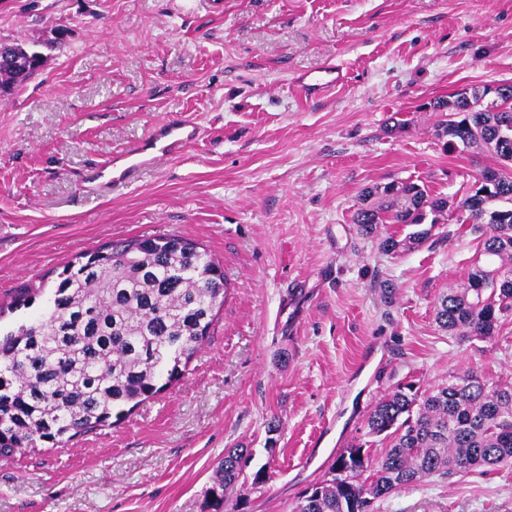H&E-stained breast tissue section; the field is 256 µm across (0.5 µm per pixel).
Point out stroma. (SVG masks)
<instances>
[{
  "instance_id": "1",
  "label": "stroma",
  "mask_w": 512,
  "mask_h": 512,
  "mask_svg": "<svg viewBox=\"0 0 512 512\" xmlns=\"http://www.w3.org/2000/svg\"><path fill=\"white\" fill-rule=\"evenodd\" d=\"M0 0V41L67 31L0 98V304L54 287L76 255L181 235L221 265L224 305L183 377L124 419L0 459V512H203L226 450L253 459L238 512H292L397 384L469 367L512 382V313L491 340L449 335L435 305L467 280L459 223L486 151H451L430 101L512 81V0ZM336 63L321 100L294 75ZM191 111V147L101 197L91 169ZM448 200L435 238L384 254L358 234L365 188ZM261 482H254L255 473ZM374 512H512V466L433 477Z\"/></svg>"
}]
</instances>
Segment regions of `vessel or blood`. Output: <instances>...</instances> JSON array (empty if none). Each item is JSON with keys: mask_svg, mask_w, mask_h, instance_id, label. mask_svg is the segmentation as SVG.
<instances>
[{"mask_svg": "<svg viewBox=\"0 0 512 512\" xmlns=\"http://www.w3.org/2000/svg\"><path fill=\"white\" fill-rule=\"evenodd\" d=\"M345 80L343 69L329 64L318 71L296 75L293 84L304 99L314 100L335 90ZM199 137L200 128L190 117L156 123L136 148L113 154L106 165L108 174L98 183V190L114 191L132 183L148 161L165 155L172 148L187 147Z\"/></svg>", "mask_w": 512, "mask_h": 512, "instance_id": "vessel-or-blood-1", "label": "vessel or blood"}]
</instances>
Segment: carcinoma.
Instances as JSON below:
<instances>
[{"label":"carcinoma","instance_id":"obj_1","mask_svg":"<svg viewBox=\"0 0 512 512\" xmlns=\"http://www.w3.org/2000/svg\"><path fill=\"white\" fill-rule=\"evenodd\" d=\"M22 55L1 69L12 94L38 70ZM486 108L488 87L433 102L448 119L437 125L445 146L483 147L506 173L459 203V223L479 234V257L467 282L450 288L435 320L448 334L491 338L512 311V83ZM448 200L413 182L365 189L354 215L360 235L379 237L382 224L413 228L404 238L380 237L387 253L419 246ZM48 306L0 333V458L37 442L62 444L105 426L179 380L202 348L228 283L212 255L178 236L131 237L80 255L63 266ZM44 286L26 288L7 306L31 308ZM368 434L388 442L372 458L357 444L339 454L331 477L312 485L292 512H370L371 504L433 476L512 465V384H493L482 371L449 374L431 389L409 382L384 396L367 418ZM251 456L232 448L207 491L206 512H236L232 493Z\"/></svg>","mask_w":512,"mask_h":512}]
</instances>
